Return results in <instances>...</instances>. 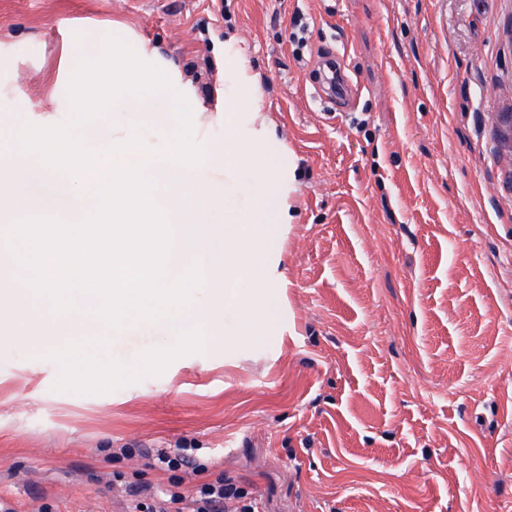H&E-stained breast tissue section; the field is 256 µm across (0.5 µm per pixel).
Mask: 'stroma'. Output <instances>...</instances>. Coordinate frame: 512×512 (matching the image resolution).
<instances>
[{"mask_svg": "<svg viewBox=\"0 0 512 512\" xmlns=\"http://www.w3.org/2000/svg\"><path fill=\"white\" fill-rule=\"evenodd\" d=\"M153 47L214 107L224 46L243 56L296 167L283 253V335L223 340L115 391L55 390L43 344L0 335V505L125 512L124 485L190 486L138 454L190 442L207 479L261 512H512V179L494 136L512 95V0H0V133L56 124L98 32ZM335 50L360 86L321 101ZM35 104L32 112L24 103ZM224 190L212 219L247 199ZM113 336L128 361L172 344Z\"/></svg>", "mask_w": 512, "mask_h": 512, "instance_id": "stroma-1", "label": "stroma"}]
</instances>
